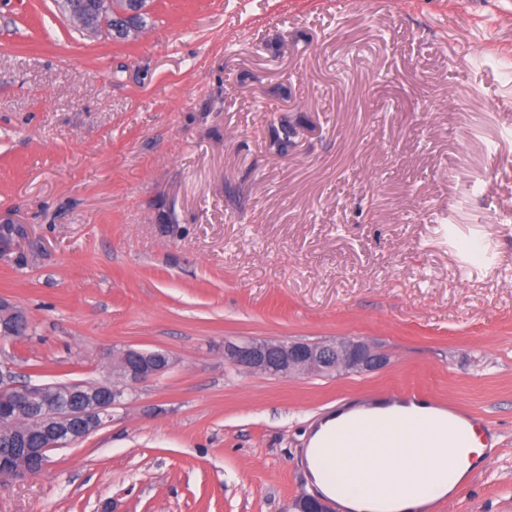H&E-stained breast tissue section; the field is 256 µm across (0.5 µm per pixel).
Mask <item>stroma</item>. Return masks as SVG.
I'll use <instances>...</instances> for the list:
<instances>
[{
	"label": "stroma",
	"instance_id": "35a3bbf8",
	"mask_svg": "<svg viewBox=\"0 0 512 512\" xmlns=\"http://www.w3.org/2000/svg\"><path fill=\"white\" fill-rule=\"evenodd\" d=\"M1 224L18 382L176 363L0 512H290L320 420L412 395L496 440L425 512H512V0H149L125 39L0 0ZM346 336L387 365L224 361ZM224 361L273 377L371 373L387 355L366 341L342 337L329 343L285 340H225Z\"/></svg>",
	"mask_w": 512,
	"mask_h": 512
}]
</instances>
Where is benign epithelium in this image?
I'll return each mask as SVG.
<instances>
[{"label": "benign epithelium", "mask_w": 512, "mask_h": 512, "mask_svg": "<svg viewBox=\"0 0 512 512\" xmlns=\"http://www.w3.org/2000/svg\"><path fill=\"white\" fill-rule=\"evenodd\" d=\"M72 24L85 32H98L97 17L112 13V0H59ZM27 323L17 305L0 296V337L14 338L19 325ZM224 361L273 377L347 373H371L383 368L387 355L369 343L342 337L329 343L285 340H224ZM175 361L166 352L145 351L131 346L112 351L109 373L89 387L82 382L19 384L13 367L0 362V435L13 447L0 448V479H25L39 475L49 463V453L73 445L103 427L111 414L107 401L117 405L128 390L159 377ZM78 402H54L59 389ZM294 512H332L327 502L303 495L295 499Z\"/></svg>", "instance_id": "obj_1"}]
</instances>
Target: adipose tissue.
Segmentation results:
<instances>
[{"label": "adipose tissue", "mask_w": 512, "mask_h": 512, "mask_svg": "<svg viewBox=\"0 0 512 512\" xmlns=\"http://www.w3.org/2000/svg\"><path fill=\"white\" fill-rule=\"evenodd\" d=\"M487 451L468 419L407 398L326 418L306 458L320 496L346 512H421L452 494Z\"/></svg>", "instance_id": "adipose-tissue-1"}]
</instances>
